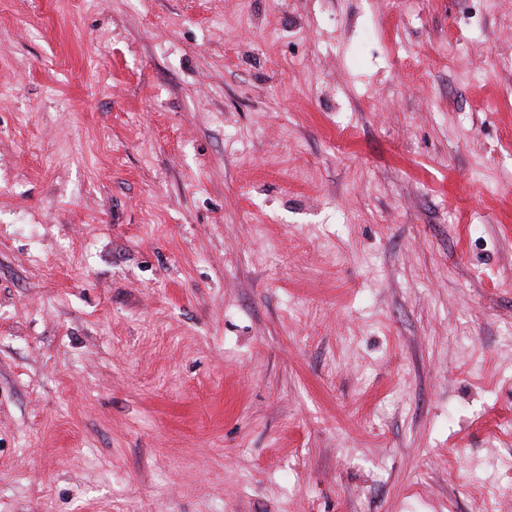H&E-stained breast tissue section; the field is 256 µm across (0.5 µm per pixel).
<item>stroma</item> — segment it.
Listing matches in <instances>:
<instances>
[{
    "label": "stroma",
    "mask_w": 512,
    "mask_h": 512,
    "mask_svg": "<svg viewBox=\"0 0 512 512\" xmlns=\"http://www.w3.org/2000/svg\"><path fill=\"white\" fill-rule=\"evenodd\" d=\"M0 512H512V0H0Z\"/></svg>",
    "instance_id": "stroma-1"
}]
</instances>
